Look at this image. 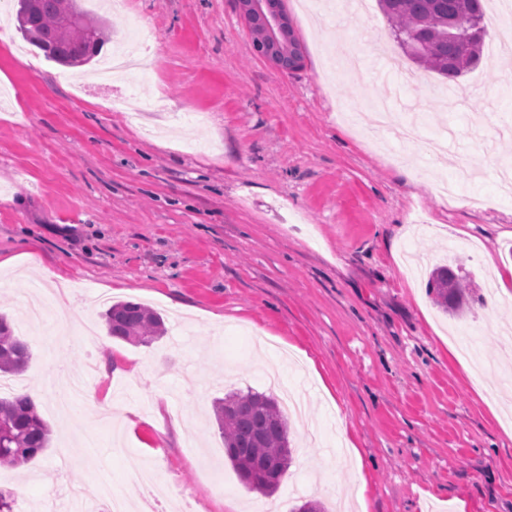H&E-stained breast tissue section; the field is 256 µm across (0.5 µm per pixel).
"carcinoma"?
<instances>
[{
    "label": "carcinoma",
    "mask_w": 512,
    "mask_h": 512,
    "mask_svg": "<svg viewBox=\"0 0 512 512\" xmlns=\"http://www.w3.org/2000/svg\"><path fill=\"white\" fill-rule=\"evenodd\" d=\"M382 13L404 53L450 83L479 62L483 48L481 0H379ZM20 33L58 64L89 63L104 43L105 27L91 19L77 0H17ZM428 288L446 313L470 309L469 284L448 267L432 270ZM108 334L149 345L162 337V317L146 305L121 302L105 314ZM28 344L0 314V375H19L28 367ZM224 451L241 483L262 496L275 493L290 467L288 420L277 398L231 392L213 403ZM51 430L27 396L0 397V466L28 464L50 444Z\"/></svg>",
    "instance_id": "carcinoma-1"
}]
</instances>
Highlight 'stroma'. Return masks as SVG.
<instances>
[{
    "label": "stroma",
    "instance_id": "stroma-1",
    "mask_svg": "<svg viewBox=\"0 0 512 512\" xmlns=\"http://www.w3.org/2000/svg\"><path fill=\"white\" fill-rule=\"evenodd\" d=\"M284 11L303 47L300 69L254 51L236 0H104L100 56L133 24L153 34L128 75L96 85L83 68L45 59L0 21V260L33 254L66 289L77 321L32 324L27 278L8 274L0 312L29 345L21 392L67 364L99 368L88 383L111 402L99 428L75 399L60 415L36 400L50 448L0 466L12 512H64L70 488L125 494L131 449L157 468L153 486L180 512H266L301 499L327 512H512V427L490 390L512 359V296L488 282L512 268V194L497 165L512 162V57L459 79L466 100L402 58L377 0ZM411 82L379 81L378 35ZM394 90L395 121L414 116L435 157L348 114ZM455 185L451 204L438 180ZM445 265L478 286L462 319L429 294ZM146 304L167 332L151 345L108 336L105 304ZM143 363L136 376L116 363ZM301 394L292 463L271 497L249 491L224 455L212 412L233 390ZM361 452L365 494L343 448Z\"/></svg>",
    "mask_w": 512,
    "mask_h": 512
}]
</instances>
